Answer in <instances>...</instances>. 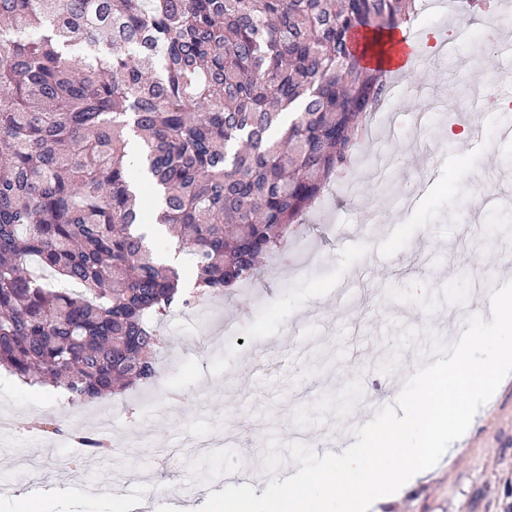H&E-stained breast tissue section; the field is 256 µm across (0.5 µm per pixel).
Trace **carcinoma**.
Masks as SVG:
<instances>
[{
	"mask_svg": "<svg viewBox=\"0 0 512 512\" xmlns=\"http://www.w3.org/2000/svg\"><path fill=\"white\" fill-rule=\"evenodd\" d=\"M420 0H0V371L83 403L156 378L157 324L254 280L380 104L367 33ZM143 143L161 213L130 185ZM164 228L194 284L161 262ZM67 433L78 468L107 454Z\"/></svg>",
	"mask_w": 512,
	"mask_h": 512,
	"instance_id": "obj_1",
	"label": "carcinoma"
}]
</instances>
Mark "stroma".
Segmentation results:
<instances>
[{"mask_svg":"<svg viewBox=\"0 0 512 512\" xmlns=\"http://www.w3.org/2000/svg\"><path fill=\"white\" fill-rule=\"evenodd\" d=\"M512 29L501 31L471 101L462 72L471 43L455 41L438 60L423 56L410 76L393 75L398 94L394 134L381 137L384 112L368 124L362 150L391 156L384 179L360 171L332 179L325 200L289 244L288 259L264 262L258 280L226 289L196 313L171 314L159 327V380L121 394L64 408L60 399L0 381V419L10 424L66 414L68 423L95 425L112 413L116 439L135 437L92 467L68 468L80 450L65 438L36 431L11 434L14 460L0 466V512H18L20 497L39 495L44 512H197L209 492L237 483L243 470L265 489L299 466L284 457L276 474L263 465L269 437L282 445L303 434L316 446L354 419L370 421L392 404L393 390L434 337L463 331L462 311L481 289L500 288L512 265V241L487 236L493 210L474 207L476 192L512 197V139L498 134L492 104L507 93L502 58ZM471 82V83H472ZM463 117L482 129L479 140L457 143L445 127ZM234 323L238 339L206 336L208 326ZM210 350L201 380L196 348ZM234 434L216 449L210 471L193 468L190 438L214 430ZM512 506V374L454 441L440 462L402 497L372 512H506Z\"/></svg>","mask_w":512,"mask_h":512,"instance_id":"1","label":"stroma"}]
</instances>
